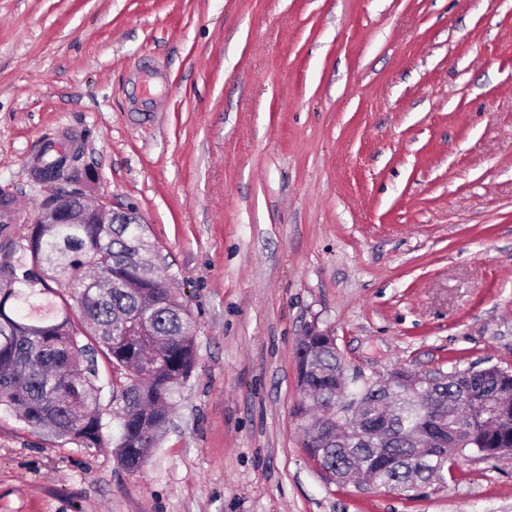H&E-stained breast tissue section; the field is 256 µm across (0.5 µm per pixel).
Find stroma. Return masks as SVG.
<instances>
[{"instance_id":"1","label":"stroma","mask_w":512,"mask_h":512,"mask_svg":"<svg viewBox=\"0 0 512 512\" xmlns=\"http://www.w3.org/2000/svg\"><path fill=\"white\" fill-rule=\"evenodd\" d=\"M135 207L197 366L132 473L0 411V512H512V455L409 493L301 447L297 339L364 377L512 369V0H0V189Z\"/></svg>"}]
</instances>
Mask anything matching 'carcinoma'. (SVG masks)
Returning a JSON list of instances; mask_svg holds the SVG:
<instances>
[{
  "label": "carcinoma",
  "mask_w": 512,
  "mask_h": 512,
  "mask_svg": "<svg viewBox=\"0 0 512 512\" xmlns=\"http://www.w3.org/2000/svg\"><path fill=\"white\" fill-rule=\"evenodd\" d=\"M65 161L46 156L41 169L72 182ZM7 228L0 225V410L83 448L110 445L124 469L138 471L159 443L176 388L196 366L195 323L148 258L146 225L120 210L110 224H35L25 246L24 236ZM296 352L293 416L302 423L320 411L302 448L329 483L360 474L407 493L472 455L512 449L508 370L454 366L425 383L421 395L403 385L388 403L363 385L365 415L386 422L385 437L362 427L338 437L332 413L341 354L335 343L306 335ZM100 356L112 367L110 439L103 434ZM467 399L476 404L463 414ZM432 427L448 430V442L419 458L407 436Z\"/></svg>",
  "instance_id": "obj_1"
}]
</instances>
